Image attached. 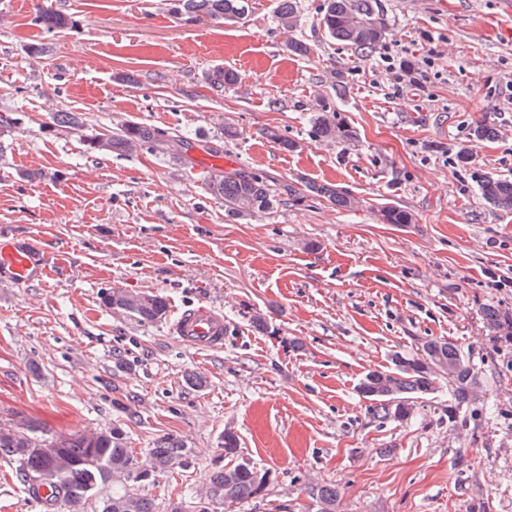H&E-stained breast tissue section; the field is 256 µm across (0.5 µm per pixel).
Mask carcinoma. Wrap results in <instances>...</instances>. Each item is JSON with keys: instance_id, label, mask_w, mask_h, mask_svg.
I'll use <instances>...</instances> for the list:
<instances>
[{"instance_id": "cac0c4a2", "label": "carcinoma", "mask_w": 512, "mask_h": 512, "mask_svg": "<svg viewBox=\"0 0 512 512\" xmlns=\"http://www.w3.org/2000/svg\"><path fill=\"white\" fill-rule=\"evenodd\" d=\"M169 12L179 21L196 23L203 19L215 27L233 24L253 9L251 0H165ZM32 22L52 32L69 24V17L35 5ZM303 22L297 0H280L275 15L276 29L288 34ZM319 23L327 36L350 47L357 56L375 54L391 35L388 15L381 0H324ZM236 73L224 69L212 71V90L222 93L238 84ZM52 123L82 134L84 124L70 112H55ZM18 118L0 113V147L16 135ZM311 137L332 143L351 136L350 130L334 112H318L312 117ZM104 153L132 155L147 152L173 158L184 167L194 159L189 151L194 142L182 133L126 120L105 128L91 140ZM205 191L224 203V216L233 220L263 217L281 206L301 201L306 191L337 210H353L359 201L336 185L307 183L300 190L293 185L279 192L271 178L244 168L229 171L214 166L204 177ZM479 190L485 201L501 210L512 211V180L487 176ZM383 224H413L416 217L407 208L388 204L379 211ZM103 303L117 315L133 317L142 323L164 320L169 312L167 300L153 292H131L119 288L106 292ZM487 324L512 337V312L497 306L483 311ZM448 381L453 399L448 403V422L455 424L461 406L469 400L476 374L470 357L445 339H430L422 353L411 356L398 353L386 370H370L357 387L360 397L369 402L370 412L381 418L406 421L414 414V400L431 395L440 381ZM152 461L148 468L136 466L134 451L125 425L119 421L106 429L76 432L69 436L44 438L39 427L25 416L0 424V456L19 463L18 473L31 498L43 512H55L62 503L73 512L81 502L93 496L100 486L112 484V495L101 499V512H155L154 499L134 486H160L159 478L174 466H190L191 450L183 440L163 436L149 448ZM270 483V473L237 463L213 472L198 496L204 500L202 512L209 506L232 509L245 500L263 499ZM309 512H336L339 491L333 484L315 486L310 491Z\"/></svg>"}]
</instances>
